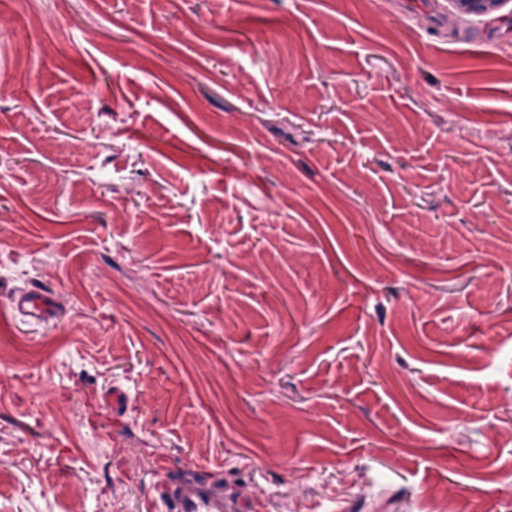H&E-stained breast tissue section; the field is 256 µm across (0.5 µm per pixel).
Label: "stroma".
<instances>
[{
    "label": "stroma",
    "instance_id": "1",
    "mask_svg": "<svg viewBox=\"0 0 512 512\" xmlns=\"http://www.w3.org/2000/svg\"><path fill=\"white\" fill-rule=\"evenodd\" d=\"M0 20V512H143L188 463L254 512H512V10ZM14 307L23 317L35 322H45L55 312L48 294L42 288L28 290L16 300Z\"/></svg>",
    "mask_w": 512,
    "mask_h": 512
}]
</instances>
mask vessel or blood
<instances>
[{
  "instance_id": "obj_1",
  "label": "vessel or blood",
  "mask_w": 512,
  "mask_h": 512,
  "mask_svg": "<svg viewBox=\"0 0 512 512\" xmlns=\"http://www.w3.org/2000/svg\"><path fill=\"white\" fill-rule=\"evenodd\" d=\"M16 310L36 322L49 320L55 308L40 288L28 290L15 302ZM156 495L147 503V512H244L246 505L228 501L224 490L202 468L190 464L181 473L163 468L153 474Z\"/></svg>"
}]
</instances>
